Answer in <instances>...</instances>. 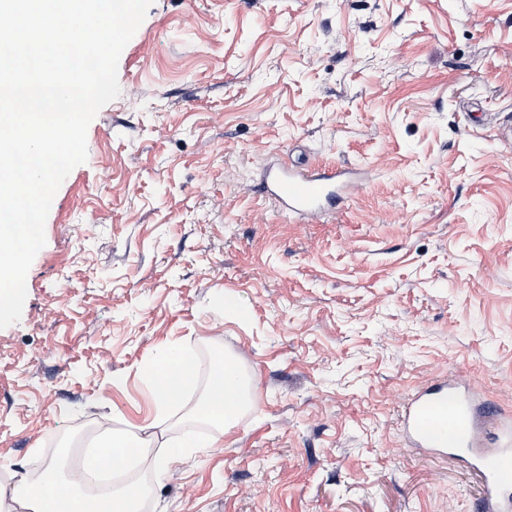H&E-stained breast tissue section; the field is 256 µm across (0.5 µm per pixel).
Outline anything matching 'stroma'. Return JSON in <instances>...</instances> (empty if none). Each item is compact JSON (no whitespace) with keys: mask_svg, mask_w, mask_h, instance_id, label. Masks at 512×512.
<instances>
[{"mask_svg":"<svg viewBox=\"0 0 512 512\" xmlns=\"http://www.w3.org/2000/svg\"><path fill=\"white\" fill-rule=\"evenodd\" d=\"M118 81L0 328V488L106 419L156 449L209 431V352L250 404L144 512H475L399 416L454 373L512 414V0H155ZM279 160L352 187L295 221L262 190ZM168 346L196 379L157 426Z\"/></svg>","mask_w":512,"mask_h":512,"instance_id":"stroma-1","label":"stroma"}]
</instances>
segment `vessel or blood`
Segmentation results:
<instances>
[{
  "label": "vessel or blood",
  "mask_w": 512,
  "mask_h": 512,
  "mask_svg": "<svg viewBox=\"0 0 512 512\" xmlns=\"http://www.w3.org/2000/svg\"><path fill=\"white\" fill-rule=\"evenodd\" d=\"M266 191L291 216L315 217L341 201L346 170L282 167L266 172ZM400 425L410 448L464 458L480 479L477 512H512V416L481 399L458 375L434 378L405 399Z\"/></svg>",
  "instance_id": "1"
}]
</instances>
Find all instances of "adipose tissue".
<instances>
[{
    "label": "adipose tissue",
    "instance_id": "1",
    "mask_svg": "<svg viewBox=\"0 0 512 512\" xmlns=\"http://www.w3.org/2000/svg\"><path fill=\"white\" fill-rule=\"evenodd\" d=\"M157 421H165L166 409L180 401L193 378V365L179 348L161 351L148 370ZM249 403L244 379L232 360H224L212 369L206 391L193 410V416L210 423L206 434L186 437L169 444L166 452L149 457L148 442L121 432L108 434L96 451L83 460L82 473L60 478L55 467H48L37 483L21 482L11 491L0 490V512H138L144 494L137 475L139 466L150 465L154 471L165 470L168 463L183 456L188 448H220L226 432L238 425ZM106 468L123 469L128 478L123 486L104 495L92 496L82 490L83 474Z\"/></svg>",
    "mask_w": 512,
    "mask_h": 512
}]
</instances>
